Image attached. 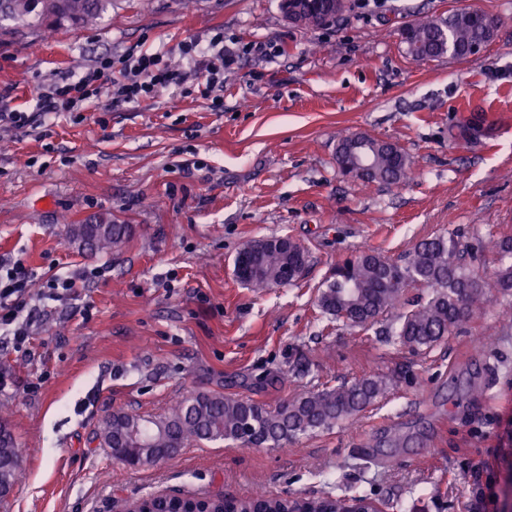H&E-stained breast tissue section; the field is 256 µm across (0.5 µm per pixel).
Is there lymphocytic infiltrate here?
<instances>
[{
	"instance_id": "1",
	"label": "lymphocytic infiltrate",
	"mask_w": 512,
	"mask_h": 512,
	"mask_svg": "<svg viewBox=\"0 0 512 512\" xmlns=\"http://www.w3.org/2000/svg\"><path fill=\"white\" fill-rule=\"evenodd\" d=\"M182 67L171 65L161 53L128 52L119 59L104 56L82 75L54 82L39 89L33 111L12 107L10 92H0V127L21 130L50 120L65 112H82L97 101L103 86H110L113 102L137 104L169 93L171 88L192 83L200 98L210 101L213 110L224 107V73L234 69L247 54H271V46L249 43L229 47L223 34L208 43L197 40L179 47ZM34 273L22 260H0V338L22 349L29 327L37 314L31 283Z\"/></svg>"
}]
</instances>
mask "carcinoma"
<instances>
[{
    "label": "carcinoma",
    "instance_id": "carcinoma-1",
    "mask_svg": "<svg viewBox=\"0 0 512 512\" xmlns=\"http://www.w3.org/2000/svg\"><path fill=\"white\" fill-rule=\"evenodd\" d=\"M112 6V0H0V34L16 28L38 30L51 26H89L98 22ZM498 22L489 27L469 10L445 18L422 17L402 29L407 52L416 60L443 56L463 58L477 46L491 42ZM375 146V166L360 181L366 184L396 185L406 179L412 161L405 151L389 141L368 136ZM131 233L128 224L107 225L103 234L90 236L88 248L108 250L122 244ZM498 267L494 284H488L479 268L466 262L457 239L438 235L420 241L400 261L374 251H363L336 264L337 272L317 298L322 313L350 325H366L402 306L405 288L429 289L428 298L401 316L397 332L400 342L412 349L429 347L471 320L483 289L493 286L512 290V238L493 243ZM250 276L244 285L264 290L286 284L285 270L307 262L303 246L290 238H261L242 248ZM387 392L378 377H362L350 385L325 388L286 400L270 409L254 400L228 397L222 393L198 392L177 402L156 419H144L122 411L102 420L95 438L128 459L155 462L174 457L190 441H231L245 447H278L300 434L329 429L347 420ZM0 475L10 485L22 477V467L0 455ZM313 510L341 508L332 495L292 502L287 497L257 493L246 499L222 494L192 497L168 493L140 504L115 502V512H289L291 505Z\"/></svg>",
    "mask_w": 512,
    "mask_h": 512
}]
</instances>
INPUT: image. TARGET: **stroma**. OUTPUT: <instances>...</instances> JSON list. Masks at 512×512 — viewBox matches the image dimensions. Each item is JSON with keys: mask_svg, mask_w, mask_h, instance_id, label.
I'll use <instances>...</instances> for the list:
<instances>
[{"mask_svg": "<svg viewBox=\"0 0 512 512\" xmlns=\"http://www.w3.org/2000/svg\"><path fill=\"white\" fill-rule=\"evenodd\" d=\"M496 18L495 39L459 59L418 61L401 30L415 14ZM223 33L270 42L224 74V107L174 93L0 129V258L38 277L85 268L71 297L44 299L25 351L0 343V403L25 469L0 512H110L113 501L181 489L246 498L368 497L383 512H512V291L484 289L468 326L429 348L402 345L400 310L367 326L321 314L337 263L365 250L400 260L455 235L494 280L492 238L512 235V0H381L325 28L288 23L280 0H112L100 23L0 38V90L29 111L39 84L99 57L162 51ZM485 133L457 138L474 113ZM396 143L402 185L343 177L342 135ZM102 214L132 227L109 253L73 242ZM308 258L296 281L257 293L234 273L257 238ZM362 376L388 394L354 419L281 448L191 442L137 469L92 443L115 410L154 417L218 392L273 408Z\"/></svg>", "mask_w": 512, "mask_h": 512, "instance_id": "obj_1", "label": "stroma"}]
</instances>
